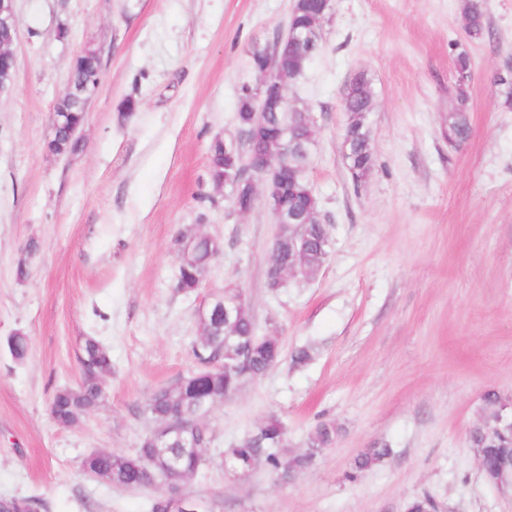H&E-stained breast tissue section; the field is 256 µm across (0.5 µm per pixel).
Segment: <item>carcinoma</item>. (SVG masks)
I'll use <instances>...</instances> for the list:
<instances>
[{"instance_id": "obj_1", "label": "carcinoma", "mask_w": 512, "mask_h": 512, "mask_svg": "<svg viewBox=\"0 0 512 512\" xmlns=\"http://www.w3.org/2000/svg\"><path fill=\"white\" fill-rule=\"evenodd\" d=\"M321 0H302L298 10L288 17V30L298 35L307 29L319 31L318 13ZM463 15L465 33L469 40L479 41L488 34L485 0H464ZM287 77L296 79L302 75L310 61L296 56L293 43L281 41L272 46L255 44L250 51L251 67L255 71L264 69L270 61ZM468 97L464 86H459L457 107L448 118V137L455 144L465 142L470 133L466 117ZM374 90L371 79L361 71L347 83L342 93L343 110L349 113L348 122L341 134V152L349 168L373 169V148L370 128V112L373 111ZM56 109L63 112L65 120L50 125L46 148L53 150L58 144L74 153L82 143L68 141L66 128L81 125L86 119L77 101L62 98ZM304 104L288 106L269 113L266 132L251 144V149L270 152L276 156L288 155L286 184L281 198L284 209L295 214L294 223L302 225L295 241L284 234L278 243L274 257L275 266L269 270L274 274L290 265L301 270V277L314 279L327 261L323 242L328 230L323 224H309L307 220L320 212V200L314 193L306 174H297L296 168L303 160L291 154L288 137L281 135L291 124L292 113L308 112ZM229 172L224 160V150L213 145L209 157V173L213 183H221ZM211 268L206 244L198 246L195 254L179 265L175 288L191 291L200 286ZM200 336L192 342V354L199 364L198 369L175 382L156 390L148 399L144 412L153 420L180 419L186 421L200 406L210 405L224 398V393L237 389L245 380L263 376L281 359V346L277 339H263L256 335L251 310L245 308L240 317L231 323L224 322L222 301H215L202 322ZM8 346L17 361L26 358L29 351L28 336L19 331L9 338ZM82 377L74 387L58 390L52 397L49 410L53 420L62 427H70L83 415L94 409L103 400L101 379L112 373V359L108 349L95 337L84 340L81 357ZM285 435V427L277 417L269 418L258 431L239 441L225 451L224 461L229 464L251 461L263 462L274 473L301 472L309 468L316 455L336 442V428L329 422L319 423L308 438L306 451L283 459L279 448ZM473 448L484 450V467L494 473L512 463V447L485 431L473 428L469 432ZM392 449L387 446L365 449L355 460L347 478L354 481L358 473L371 469L389 456ZM152 448L149 435L139 440L132 453L100 451L93 457H85L82 469L86 474L101 473L106 482L118 487L145 488L154 481L163 479L167 458L149 462Z\"/></svg>"}]
</instances>
